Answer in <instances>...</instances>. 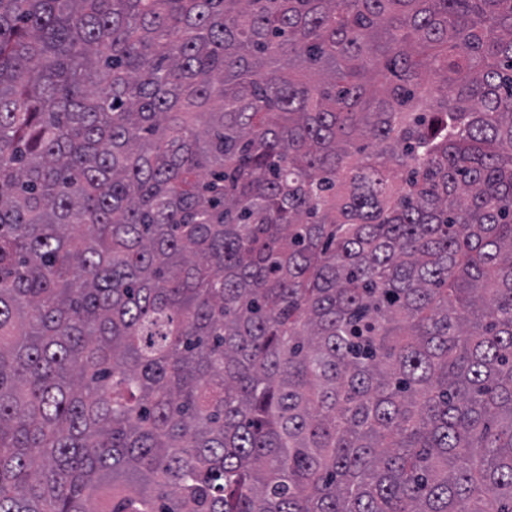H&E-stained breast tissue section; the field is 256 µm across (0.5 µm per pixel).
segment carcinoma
Wrapping results in <instances>:
<instances>
[{
    "label": "carcinoma",
    "mask_w": 512,
    "mask_h": 512,
    "mask_svg": "<svg viewBox=\"0 0 512 512\" xmlns=\"http://www.w3.org/2000/svg\"><path fill=\"white\" fill-rule=\"evenodd\" d=\"M0 512H512V0H0Z\"/></svg>",
    "instance_id": "1"
}]
</instances>
